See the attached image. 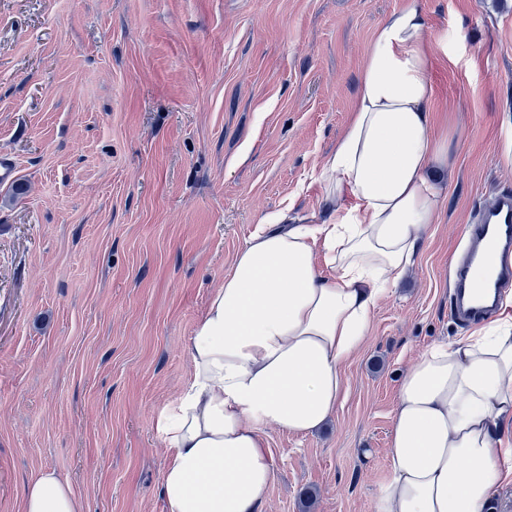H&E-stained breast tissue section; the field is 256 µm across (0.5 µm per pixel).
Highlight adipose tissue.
Instances as JSON below:
<instances>
[{"label":"adipose tissue","mask_w":512,"mask_h":512,"mask_svg":"<svg viewBox=\"0 0 512 512\" xmlns=\"http://www.w3.org/2000/svg\"><path fill=\"white\" fill-rule=\"evenodd\" d=\"M427 30L415 0L373 30L350 120L318 176L337 200L327 220L260 225L212 293L190 339L191 379L154 418L169 512H265L266 429L307 435L344 401L373 308L415 267L443 204ZM388 456L373 512H487L512 480V294L490 323L406 371ZM23 512L83 506L42 470Z\"/></svg>","instance_id":"obj_1"}]
</instances>
